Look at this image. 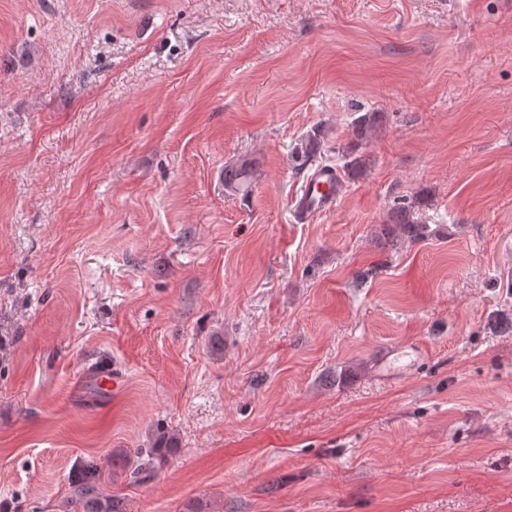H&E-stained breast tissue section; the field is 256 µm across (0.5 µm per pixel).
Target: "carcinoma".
<instances>
[{"label":"carcinoma","mask_w":512,"mask_h":512,"mask_svg":"<svg viewBox=\"0 0 512 512\" xmlns=\"http://www.w3.org/2000/svg\"><path fill=\"white\" fill-rule=\"evenodd\" d=\"M379 116L374 112H366L357 117L352 125L353 147H358L366 139L370 130L377 127ZM321 150V133L308 135L302 145V155L311 160ZM369 166V160L362 155H353L346 164L348 173L353 178L363 176ZM255 161L240 160L224 167V186L235 192H249L256 180ZM382 231L391 237L402 233L411 241H419L429 236V225L418 220L414 204L392 208ZM178 447L176 434L168 429L160 428L155 434L153 448L141 455V462L132 474L138 481L148 482L156 477L155 463L162 461ZM59 512H127L122 499L107 493L102 485V477L98 463L88 458L83 460L70 481V496L62 504Z\"/></svg>","instance_id":"obj_1"}]
</instances>
